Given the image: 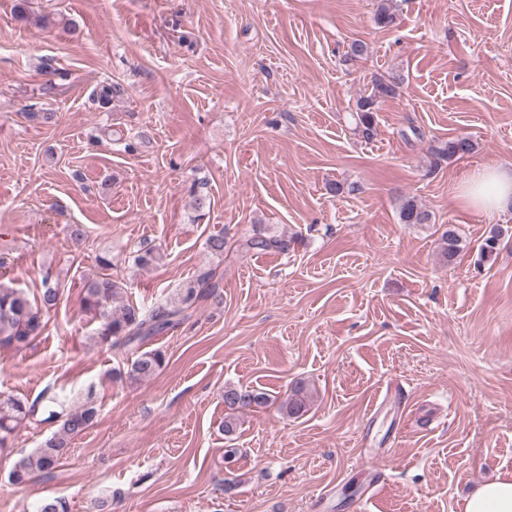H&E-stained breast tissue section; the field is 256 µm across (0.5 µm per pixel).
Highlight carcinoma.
I'll list each match as a JSON object with an SVG mask.
<instances>
[{
  "instance_id": "1",
  "label": "carcinoma",
  "mask_w": 512,
  "mask_h": 512,
  "mask_svg": "<svg viewBox=\"0 0 512 512\" xmlns=\"http://www.w3.org/2000/svg\"><path fill=\"white\" fill-rule=\"evenodd\" d=\"M397 20L396 0H377L374 23L380 28L393 26ZM403 78L397 74L375 80L370 94L362 96L356 103L355 133L371 139L376 133L375 112L378 104L398 94ZM124 92L118 84L105 82L94 90L93 101L106 108L112 100ZM475 143L466 136H456L441 142L433 149L429 172H435L444 162H451L474 152ZM398 216L402 224H428L429 211L418 201L407 196L401 198ZM443 254L453 260L461 251V239L452 228L442 235ZM290 240L279 236H252L240 244L246 252L286 251ZM99 271L88 277L83 298L85 310L93 313L101 322L99 336L113 341L118 349L135 350L136 355L127 365L125 376L133 381H145L153 377L165 364V354L158 350H140V346L151 338L178 326L191 314V309L204 302L222 303L219 282L210 268L199 271L196 278L187 281L176 295L164 304L144 311L134 304H123L112 308L122 295L121 284L112 278V259L106 255L98 257ZM60 298L58 283L47 275L43 279V291L36 301L17 288L0 285V346L21 350L38 336L43 329L44 313L55 307ZM45 396L29 402L15 396L0 398V447L7 437L23 421L36 416ZM269 401L267 393L248 387L228 385L224 387V406L235 413L253 407H262ZM283 412L291 418H299L308 410L307 396L297 390L282 403ZM99 410L92 398L60 412L52 411L49 418L59 422L57 430L39 448L20 458L10 474L17 485L27 482L35 474L48 473L66 453L70 442L97 422Z\"/></svg>"
}]
</instances>
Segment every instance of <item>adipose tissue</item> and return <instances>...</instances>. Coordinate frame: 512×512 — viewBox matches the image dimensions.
Returning a JSON list of instances; mask_svg holds the SVG:
<instances>
[{
    "mask_svg": "<svg viewBox=\"0 0 512 512\" xmlns=\"http://www.w3.org/2000/svg\"><path fill=\"white\" fill-rule=\"evenodd\" d=\"M461 199L467 207L489 214L512 212V168L476 169L464 182ZM464 512H512V477L479 485L466 498Z\"/></svg>",
    "mask_w": 512,
    "mask_h": 512,
    "instance_id": "ef3b65f1",
    "label": "adipose tissue"
}]
</instances>
